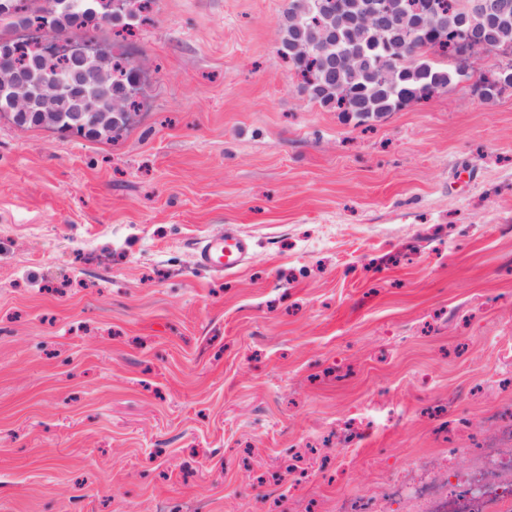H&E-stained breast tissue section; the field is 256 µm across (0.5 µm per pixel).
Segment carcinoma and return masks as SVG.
Wrapping results in <instances>:
<instances>
[{
  "label": "carcinoma",
  "instance_id": "obj_1",
  "mask_svg": "<svg viewBox=\"0 0 512 512\" xmlns=\"http://www.w3.org/2000/svg\"><path fill=\"white\" fill-rule=\"evenodd\" d=\"M113 0H0V29L35 24L52 37H75L87 30L98 15L111 11ZM421 0H389L390 20L383 31L364 27L359 19L379 7V0H291L286 35L280 52L291 68L305 77L303 91L324 104L359 117L379 116L402 104L420 99L454 82L470 78L449 69L427 53L454 58L459 52L456 31L463 26L491 47L512 46V0H495L493 12L483 15L467 10V0H434L441 12L443 32L417 30L415 59L398 60L405 26L415 23ZM349 56L362 58L355 68L345 67ZM24 69L37 67L43 77L36 88L34 111L64 128L71 112H91L94 122L114 129L137 94L139 67L128 61L119 69L112 53L87 58L83 72L75 75L70 60H50L32 54L16 56L13 44L0 40V59ZM83 84L86 102L64 107L58 85L71 79ZM11 71L0 68V112L14 113L9 99Z\"/></svg>",
  "mask_w": 512,
  "mask_h": 512
}]
</instances>
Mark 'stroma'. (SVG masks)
<instances>
[{"label":"stroma","instance_id":"1","mask_svg":"<svg viewBox=\"0 0 512 512\" xmlns=\"http://www.w3.org/2000/svg\"><path fill=\"white\" fill-rule=\"evenodd\" d=\"M289 4L98 26L141 67L111 137L0 114V512H430L382 491L512 421L505 59L358 119L302 92ZM248 254V243L232 237L206 242L200 250L202 264L217 271H231L240 267Z\"/></svg>","mask_w":512,"mask_h":512}]
</instances>
